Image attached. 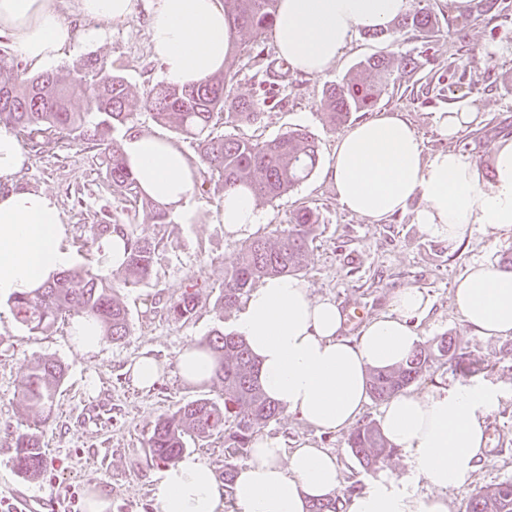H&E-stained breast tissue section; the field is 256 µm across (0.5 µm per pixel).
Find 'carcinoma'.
<instances>
[{
	"mask_svg": "<svg viewBox=\"0 0 512 512\" xmlns=\"http://www.w3.org/2000/svg\"><path fill=\"white\" fill-rule=\"evenodd\" d=\"M278 0H224V14L231 26L232 47L238 35H249L246 51L257 67V87L245 97L234 92L237 73L227 67L192 85L157 84L146 90L140 100L154 121L170 126L196 144L198 164L196 181L206 183L218 177L221 189L228 192L246 188L255 200L272 203L306 180L318 163L314 135L305 128H289L270 140H249L232 136H214L216 121L229 123L237 118L257 121L265 109L276 108L286 100L285 88L291 67L265 52L261 36L274 26ZM498 0H481L474 18L463 22L448 18V34L463 42L468 26L498 11ZM438 27L436 17L415 3L413 9L387 27L371 30L373 38L383 37L394 46L408 33L430 43ZM483 59L472 49L465 57L448 63V82L460 84L467 69ZM417 59L397 58L390 49L361 62L355 74L326 86L322 107L331 126L345 124L355 112L375 107L382 89L412 73ZM22 61L0 54V123L16 133L27 153L38 156L58 143L77 141L91 145L106 160V177L113 191L130 203L134 213H142L147 224H169L170 213L145 195L123 151L117 132L134 122L135 112L125 79L106 70L103 63L89 55L73 67L70 79L45 72L21 80ZM83 96L87 111L75 112L72 97ZM94 112L99 119H87ZM318 228L311 208H301L293 221L276 230L275 242L255 237L240 253L238 262L224 271L220 307H231L264 278L289 276L303 266ZM92 240L110 234L125 238L128 256L121 273L123 283L137 285L152 278L159 242L137 225L117 219L91 226ZM201 284L189 283L166 300L168 313L176 320L188 319L196 311ZM16 318L31 333H43L58 321L71 317H91L101 326L103 335L119 343L129 335L128 309L112 286L87 268L66 270L32 295L11 299ZM216 358L214 378L224 387V403L199 398L159 419L148 439L150 460L170 463L186 450V438L201 441L224 440V502L231 503V484L236 461L249 454L258 429L277 418L280 407L270 400L258 384V362L245 340L233 332L214 329L200 343ZM457 359L455 346L442 336L427 348L412 353L405 363L373 372L369 391L376 401L386 402L404 391L422 376L432 356ZM65 369L55 359H39L23 376L19 401L33 413V425L27 431L5 436L14 448V465L26 478H38L44 471V453L40 425L48 422L55 407V396ZM348 447L366 471L378 469L396 452L382 434L379 424L369 421L358 425L348 437ZM345 493L335 492L311 505L310 512H344ZM466 512H512V481L480 489L469 500Z\"/></svg>",
	"mask_w": 512,
	"mask_h": 512,
	"instance_id": "cac0c4a2",
	"label": "carcinoma"
}]
</instances>
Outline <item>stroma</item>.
Wrapping results in <instances>:
<instances>
[{"label": "stroma", "mask_w": 512, "mask_h": 512, "mask_svg": "<svg viewBox=\"0 0 512 512\" xmlns=\"http://www.w3.org/2000/svg\"><path fill=\"white\" fill-rule=\"evenodd\" d=\"M501 2L506 6L502 16L471 26L466 44L450 38L447 29L434 33V63L421 65L387 86L379 97L376 112L403 113L420 137L425 155L458 146L457 139L439 133L443 112L478 114V124L468 128L466 153L483 165L492 163L500 142L512 139V0ZM54 5L75 38L50 63V71L67 76L73 63L92 54L126 79L134 98L164 82L150 42L154 0H135L131 19L121 25L83 20L75 0H54ZM469 47L488 49L493 60L468 69L463 84L449 88L444 72ZM385 49V41L357 30L332 69L320 75L290 74L284 108L265 111L257 123H218L214 132L258 140L272 139L292 127L313 133L319 153L316 168L289 194L261 204L264 221L253 233L273 237L275 229L289 224L300 208L316 210L320 229L298 276L307 281L313 296L339 303L348 316L347 335H357L365 322L389 313L392 295L412 287L429 300L426 314L409 321L418 344L445 336L461 356L485 360L487 367L478 380L499 395L497 407L486 418L490 439L486 459L468 481L448 491L450 512H465L479 489L512 481V357L503 355V339L482 338L462 323L453 304V290L473 263L494 266L512 248V231L476 224L451 244L414 223L421 197H413L405 212L379 223L350 212L339 202L326 169L342 131L330 127L322 115L324 87ZM15 186L56 198L69 229L65 245L80 268L95 266L91 225L108 215L125 221L134 218L129 203L113 193L102 157L86 144L65 143L48 153L29 156ZM195 201L190 220L175 216L167 224L145 225V232L160 242L155 274L149 282L126 288L119 271L107 274V282L117 289L129 312L130 334L121 343L106 338L99 353L82 354L71 343L70 322L33 334L15 319L10 303L0 302V434L27 428L29 414L17 391L34 360L52 358L66 368L54 416L40 432L43 476L21 477L14 468L13 449L0 444V512H8L19 495L42 499V512H67L68 494L83 499L95 492L111 501L112 512H157L163 466L148 459V438L155 423L197 398L224 399L217 380L199 385L182 381L176 368L178 356L212 330L233 331L240 311L236 305L220 309L217 298L225 269L235 264L248 240L225 233L219 220L224 195L217 182L197 188ZM192 276L206 285L202 301L191 318L173 320L163 301ZM144 354L154 356L163 366L161 378L149 390L137 388L127 372L128 365ZM259 433L282 439L290 448L307 443L330 449L338 459L342 488L360 491L372 479L347 444L348 430L320 432L283 412L260 427Z\"/></svg>", "instance_id": "stroma-1"}]
</instances>
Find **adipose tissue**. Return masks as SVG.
I'll list each match as a JSON object with an SVG mask.
<instances>
[{
	"label": "adipose tissue",
	"mask_w": 512,
	"mask_h": 512,
	"mask_svg": "<svg viewBox=\"0 0 512 512\" xmlns=\"http://www.w3.org/2000/svg\"><path fill=\"white\" fill-rule=\"evenodd\" d=\"M411 0H279L273 40L297 71L332 68L356 30L380 28L404 15ZM9 33L30 70L53 61L73 38L52 0H0V33ZM151 48L169 83L198 82L223 69L231 27L220 0H155ZM123 150L141 189L172 214L194 209L196 166L184 150L158 134H134ZM28 157L12 129L0 126V300L34 292L73 262L65 248L68 226L56 199L12 183ZM340 203L381 222L422 205L413 217L432 236L455 242L478 224L512 229V141L495 152L489 188L467 155L442 150L424 156L421 140L401 113L385 112L346 131L330 169ZM227 233L242 236L261 223L252 194L224 196L219 212ZM461 320L478 336L512 337V272L476 263L454 292ZM421 290L396 292L389 313L366 322L358 336L344 335L335 300L313 297L297 277H273L247 295L235 324L258 361L266 395L308 425L336 431L355 423L368 399V374L397 366L411 355L416 338L408 315L425 311ZM481 383L456 384L424 396L401 393L383 407L380 427L403 451L409 474L377 475L346 504V512H450L446 493L480 466L487 444L484 420L497 405ZM425 483L427 495L415 487ZM340 487L336 457L328 449L286 448L257 437L231 493L211 468L184 455L161 473L158 512H222L232 497L236 512H309L314 500Z\"/></svg>",
	"instance_id": "ef3b65f1"
}]
</instances>
